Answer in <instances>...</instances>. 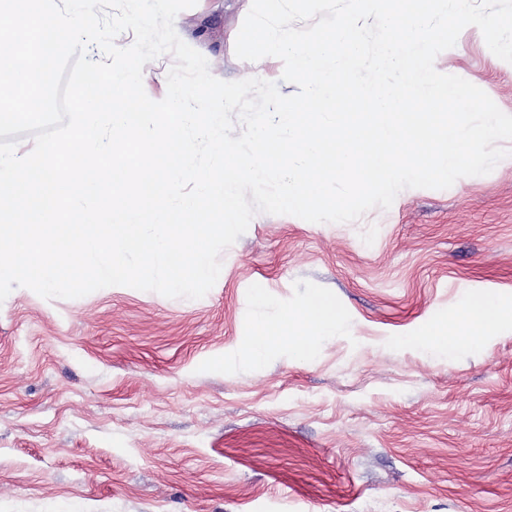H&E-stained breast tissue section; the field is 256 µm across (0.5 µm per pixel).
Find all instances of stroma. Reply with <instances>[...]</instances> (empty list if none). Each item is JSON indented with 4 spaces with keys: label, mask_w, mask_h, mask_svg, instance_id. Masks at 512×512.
<instances>
[{
    "label": "stroma",
    "mask_w": 512,
    "mask_h": 512,
    "mask_svg": "<svg viewBox=\"0 0 512 512\" xmlns=\"http://www.w3.org/2000/svg\"><path fill=\"white\" fill-rule=\"evenodd\" d=\"M252 0L174 26L223 81ZM439 72L512 114V65L464 29ZM492 172L351 223L256 213L197 300L111 286L0 302V512H512V323L407 346L479 290L512 304V141ZM315 295L341 325L253 366L255 322ZM486 350H479V343Z\"/></svg>",
    "instance_id": "35a3bbf8"
}]
</instances>
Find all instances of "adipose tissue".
Instances as JSON below:
<instances>
[{
    "instance_id": "1",
    "label": "adipose tissue",
    "mask_w": 512,
    "mask_h": 512,
    "mask_svg": "<svg viewBox=\"0 0 512 512\" xmlns=\"http://www.w3.org/2000/svg\"><path fill=\"white\" fill-rule=\"evenodd\" d=\"M504 314L505 308L497 295L476 293L460 311L441 321L431 333L416 337L414 343L420 348L435 347L447 354L456 350L460 337L478 336L487 328L500 326ZM340 324L341 317L335 305L324 297L313 296L302 309L288 312L278 325L257 320L250 360L252 364H262L271 347L284 339L292 343L300 358L313 360L315 351L310 344L311 336L333 333Z\"/></svg>"
}]
</instances>
